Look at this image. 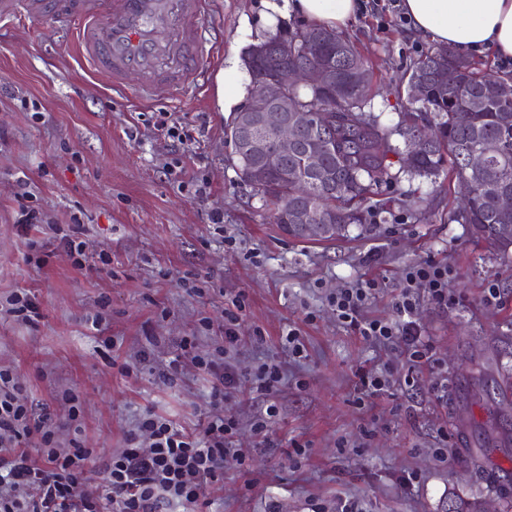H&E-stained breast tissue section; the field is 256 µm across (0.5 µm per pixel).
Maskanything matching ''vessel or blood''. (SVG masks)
<instances>
[{
  "instance_id": "b4317fda",
  "label": "vessel or blood",
  "mask_w": 512,
  "mask_h": 512,
  "mask_svg": "<svg viewBox=\"0 0 512 512\" xmlns=\"http://www.w3.org/2000/svg\"><path fill=\"white\" fill-rule=\"evenodd\" d=\"M212 0H0V27L50 18L70 27L77 54L113 90L139 76L140 100L200 84L212 41Z\"/></svg>"
}]
</instances>
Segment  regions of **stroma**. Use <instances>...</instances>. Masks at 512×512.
Wrapping results in <instances>:
<instances>
[{
	"mask_svg": "<svg viewBox=\"0 0 512 512\" xmlns=\"http://www.w3.org/2000/svg\"><path fill=\"white\" fill-rule=\"evenodd\" d=\"M261 10V0H213L208 81L150 102L136 97V78L115 91L93 75L69 50L71 29L47 19L0 29V367L64 447L74 433L62 396H77L81 441L94 451L84 483L98 489L139 414L206 423L211 384L180 359V342L196 337L202 354L223 347L225 301L242 293L241 380L224 411L247 466L225 462L196 512H446L459 500L512 512V404L494 392L512 370V258L449 223L461 189L444 172L382 186L374 234L353 225L333 241L288 238L238 175L216 98V75L255 42ZM341 33L369 62L374 114L397 123L405 71L431 41L369 6ZM164 120L190 140L168 137ZM27 208L42 221L25 230ZM65 233L83 243V266ZM35 243L44 265L28 260ZM429 260L448 265L459 303L420 298L427 363L363 339L328 304L337 288L372 279L366 315L393 318L408 267ZM492 285L496 308L483 303ZM20 291L39 306L34 321L6 311ZM292 328L300 358L285 342ZM264 360L284 372L269 394L249 379ZM387 366L391 387L362 397L360 374ZM271 403L278 416L258 436L253 422Z\"/></svg>",
	"mask_w": 512,
	"mask_h": 512,
	"instance_id": "stroma-1",
	"label": "stroma"
}]
</instances>
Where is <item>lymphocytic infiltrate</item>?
Instances as JSON below:
<instances>
[{"instance_id": "f902f5d3", "label": "lymphocytic infiltrate", "mask_w": 512, "mask_h": 512, "mask_svg": "<svg viewBox=\"0 0 512 512\" xmlns=\"http://www.w3.org/2000/svg\"><path fill=\"white\" fill-rule=\"evenodd\" d=\"M375 288L370 281L350 284L328 302L337 319L364 339L397 345L412 363L426 358L430 344L415 312L423 293L440 307L456 305L447 265L425 261L410 266L391 319L364 317ZM183 350L211 381L206 426L190 432L154 412L140 414L125 435L123 450L104 466L100 495L82 483L91 450L76 443L60 447L53 428L22 401L12 372L0 368V512H164L168 507L174 512L198 506L208 482L223 474L225 461L242 458L231 444L237 422L224 412V400L240 377L220 355L197 354L194 341H185ZM27 440L34 442L37 454L22 449Z\"/></svg>"}]
</instances>
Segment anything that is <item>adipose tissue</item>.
<instances>
[{"label": "adipose tissue", "instance_id": "1", "mask_svg": "<svg viewBox=\"0 0 512 512\" xmlns=\"http://www.w3.org/2000/svg\"><path fill=\"white\" fill-rule=\"evenodd\" d=\"M265 26L299 19L317 26L345 25L362 9L361 0H262ZM416 32L452 47L463 57L491 54L512 59V0H402Z\"/></svg>", "mask_w": 512, "mask_h": 512}]
</instances>
